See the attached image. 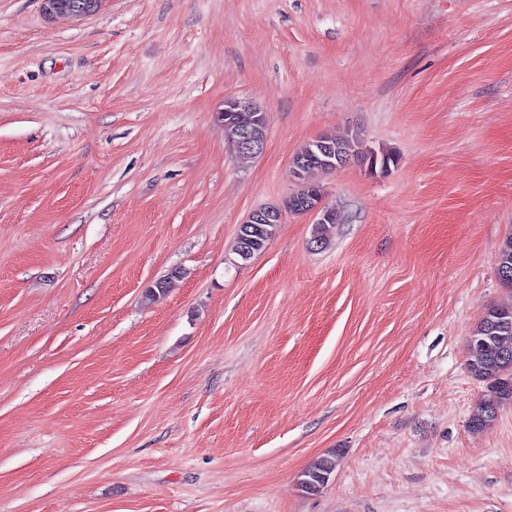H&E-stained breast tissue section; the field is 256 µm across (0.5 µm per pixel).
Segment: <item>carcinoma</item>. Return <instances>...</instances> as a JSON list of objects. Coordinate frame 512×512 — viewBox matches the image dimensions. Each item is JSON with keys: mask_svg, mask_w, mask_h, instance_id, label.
<instances>
[{"mask_svg": "<svg viewBox=\"0 0 512 512\" xmlns=\"http://www.w3.org/2000/svg\"><path fill=\"white\" fill-rule=\"evenodd\" d=\"M323 145L336 153V166L316 164L310 170L333 171L344 167L354 156V149L361 146V135L323 134L319 138L304 144L297 155L310 153L318 145ZM374 172L386 174L397 165L398 157L391 150L379 149L371 152ZM317 188L309 180L299 181L295 193L285 200L283 206L274 207L281 211L299 214L298 200ZM497 275L503 286L512 288V234L503 242L498 256ZM168 279L156 281L146 289L144 299L154 304L163 299L168 292ZM469 356L467 367L470 374L486 385V392L477 401L469 418V428L477 433L492 428L498 418L499 410L506 404H512V305H490L484 308L481 318L469 336ZM338 456L330 451L312 463L301 475L300 489L313 494L326 486L336 470Z\"/></svg>", "mask_w": 512, "mask_h": 512, "instance_id": "cac0c4a2", "label": "carcinoma"}]
</instances>
